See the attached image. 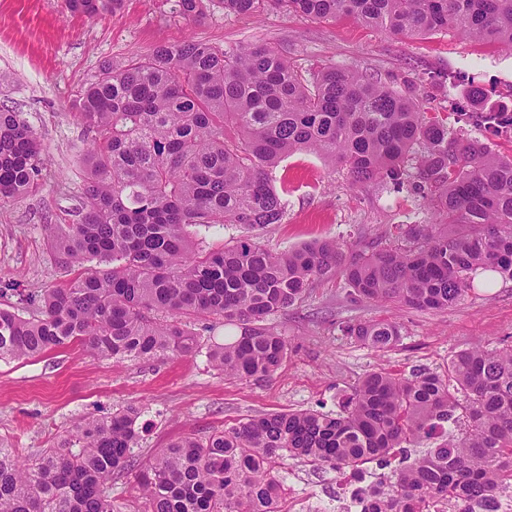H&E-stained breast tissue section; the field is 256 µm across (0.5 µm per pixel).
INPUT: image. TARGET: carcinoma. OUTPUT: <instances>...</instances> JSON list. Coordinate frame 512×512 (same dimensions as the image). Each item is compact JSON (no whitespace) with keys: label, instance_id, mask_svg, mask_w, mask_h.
Segmentation results:
<instances>
[{"label":"carcinoma","instance_id":"cac0c4a2","mask_svg":"<svg viewBox=\"0 0 512 512\" xmlns=\"http://www.w3.org/2000/svg\"><path fill=\"white\" fill-rule=\"evenodd\" d=\"M123 3L65 0L88 19ZM212 5L346 18L393 35L458 29L512 49V0H172L171 13L196 19ZM467 99L483 123L512 112L477 85ZM76 106L87 180L77 222L53 225L50 245L80 273L25 299L36 319L0 308V360L75 342L129 362L190 356L199 344L188 324L212 317L240 328L211 350L213 365L233 379L269 378L288 357L269 317L317 281L339 275L363 300L445 311L482 272L512 280V157L427 115L411 86L395 91L335 66L304 71L266 44L186 40L103 61ZM297 151L344 166L354 185L388 179L434 190L439 223L402 224L390 244L356 250L321 240L280 252L252 235L218 251L199 247L195 228L284 223L288 188L277 190L270 175ZM44 163L37 134L0 106V199L35 190ZM342 332L376 352L401 340L395 323L348 322ZM140 417L135 404L83 417L32 462L0 440V512H115L112 475L125 470L135 471L143 512H279L289 459L341 473L430 443L403 454L378 512H429L450 496L473 512L512 484V345L461 349L443 368L408 377L378 369L334 415L255 416L184 436L145 462L135 454Z\"/></svg>","mask_w":512,"mask_h":512}]
</instances>
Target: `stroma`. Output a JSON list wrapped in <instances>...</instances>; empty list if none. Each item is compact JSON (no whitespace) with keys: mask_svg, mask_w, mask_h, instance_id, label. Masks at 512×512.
I'll use <instances>...</instances> for the list:
<instances>
[{"mask_svg":"<svg viewBox=\"0 0 512 512\" xmlns=\"http://www.w3.org/2000/svg\"><path fill=\"white\" fill-rule=\"evenodd\" d=\"M187 39L227 50L265 43L300 67H352L396 90L416 81L428 115L512 155L511 131L493 132L464 111L470 84L497 95L512 90V50L452 31L401 36L278 10L236 16L212 8L194 21L172 16L168 0H126L122 10L89 20L68 13L64 0H0V105L30 124L48 159L38 188L0 200V307H18L21 295L71 278L50 247L48 227L73 222L85 187V136L72 119L78 91L95 79L104 60ZM271 179L290 188L285 222L260 234L263 244L278 251L325 239L382 246L395 237L397 225L434 219L411 185L378 181L354 187L343 167L310 152L289 156ZM359 320L398 324L399 344L381 355L344 336L342 325ZM270 322L287 338L289 352L272 378L258 381L231 379L212 366L210 350L237 332L219 320L202 332L199 351L187 357L116 361L74 343L0 361V438L28 458L55 445L78 419L134 403L142 409L140 455L146 460L180 437L203 436L256 415L336 412L369 371L439 369L475 343L512 345V281L475 288L457 306L436 312L356 300L343 279L330 278ZM280 475L322 503L336 493L338 476L325 467L292 460Z\"/></svg>","mask_w":512,"mask_h":512,"instance_id":"stroma-1","label":"stroma"}]
</instances>
